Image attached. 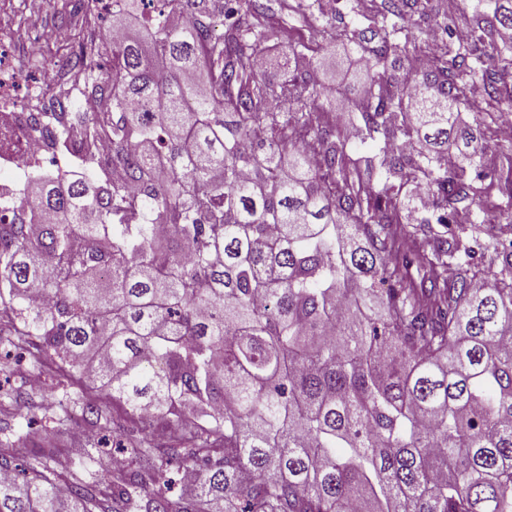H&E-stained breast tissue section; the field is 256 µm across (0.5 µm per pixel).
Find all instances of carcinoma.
<instances>
[{"label":"carcinoma","mask_w":512,"mask_h":512,"mask_svg":"<svg viewBox=\"0 0 512 512\" xmlns=\"http://www.w3.org/2000/svg\"><path fill=\"white\" fill-rule=\"evenodd\" d=\"M418 2L324 25L365 58L375 180L272 0H126L107 62L92 41L58 59L49 111L0 130L1 151L43 136L74 161L29 169L0 222V342L122 402L112 424L162 429L104 489L34 458L0 512H512V241L491 228L512 223V153L483 166L512 112V0L491 21L460 0L467 38L435 20L436 55ZM274 15L270 81L253 59ZM131 18L142 35L118 34ZM22 445L0 442V471ZM174 465L195 476L175 505Z\"/></svg>","instance_id":"cac0c4a2"}]
</instances>
